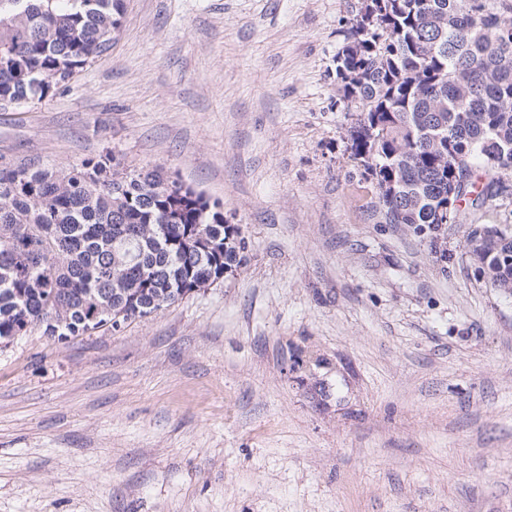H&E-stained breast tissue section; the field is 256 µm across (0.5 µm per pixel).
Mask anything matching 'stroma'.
<instances>
[{
	"label": "stroma",
	"instance_id": "obj_1",
	"mask_svg": "<svg viewBox=\"0 0 512 512\" xmlns=\"http://www.w3.org/2000/svg\"><path fill=\"white\" fill-rule=\"evenodd\" d=\"M103 60L0 107V161L164 167L245 260L169 308L0 347V512H512V293L470 224L380 213L336 53L356 0H123ZM504 237L507 239H503V244L501 248L497 251L498 242H496L497 236L487 235L485 230L479 228L476 234H473L467 242V249L470 256L477 262V271L480 277L487 281L491 285L497 284L498 280V269L496 266H491L487 263L488 257L494 254L502 265L507 269V277L502 276L501 281L498 285L500 289L503 291H507L504 289H511L512 291V235H508L504 233ZM506 254V255H505Z\"/></svg>",
	"mask_w": 512,
	"mask_h": 512
}]
</instances>
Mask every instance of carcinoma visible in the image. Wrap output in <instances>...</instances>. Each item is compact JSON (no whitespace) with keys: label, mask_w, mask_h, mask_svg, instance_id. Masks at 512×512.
Here are the masks:
<instances>
[{"label":"carcinoma","mask_w":512,"mask_h":512,"mask_svg":"<svg viewBox=\"0 0 512 512\" xmlns=\"http://www.w3.org/2000/svg\"><path fill=\"white\" fill-rule=\"evenodd\" d=\"M122 0H0V102H41L103 59ZM351 157L385 220L438 241L454 159L480 160L458 202L482 206L512 145V0H360L337 52ZM238 229L160 166L114 155L75 168L0 164V344L61 341L158 313L243 263ZM496 257L512 290V235Z\"/></svg>","instance_id":"cac0c4a2"}]
</instances>
